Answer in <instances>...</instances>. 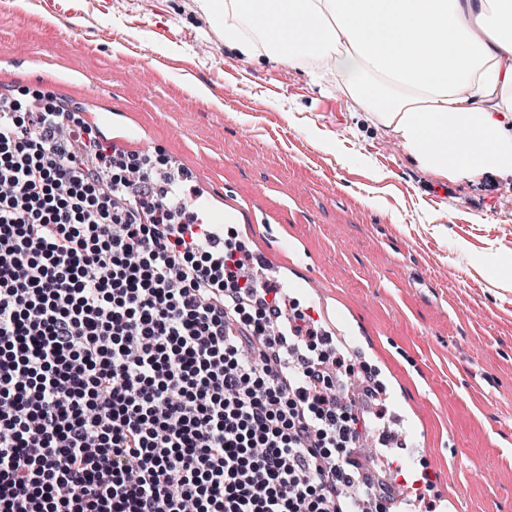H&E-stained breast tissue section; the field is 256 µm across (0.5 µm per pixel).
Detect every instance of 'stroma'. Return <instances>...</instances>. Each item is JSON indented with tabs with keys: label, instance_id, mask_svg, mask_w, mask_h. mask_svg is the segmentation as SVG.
I'll return each mask as SVG.
<instances>
[{
	"label": "stroma",
	"instance_id": "obj_1",
	"mask_svg": "<svg viewBox=\"0 0 512 512\" xmlns=\"http://www.w3.org/2000/svg\"><path fill=\"white\" fill-rule=\"evenodd\" d=\"M2 53L0 100L66 98L152 175L242 206L225 236L316 283L292 303L323 312L342 386L382 384L397 465L430 474L410 512H512V291L486 273L512 261L511 183L422 171L393 133L361 135L332 82L237 56L200 0H0Z\"/></svg>",
	"mask_w": 512,
	"mask_h": 512
}]
</instances>
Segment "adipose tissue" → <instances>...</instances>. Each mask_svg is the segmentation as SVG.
<instances>
[{
    "label": "adipose tissue",
    "instance_id": "1",
    "mask_svg": "<svg viewBox=\"0 0 512 512\" xmlns=\"http://www.w3.org/2000/svg\"><path fill=\"white\" fill-rule=\"evenodd\" d=\"M224 43L329 75L419 167L512 177V0H201Z\"/></svg>",
    "mask_w": 512,
    "mask_h": 512
}]
</instances>
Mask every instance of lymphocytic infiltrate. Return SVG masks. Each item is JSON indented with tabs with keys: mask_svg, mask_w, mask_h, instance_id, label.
<instances>
[{
	"mask_svg": "<svg viewBox=\"0 0 512 512\" xmlns=\"http://www.w3.org/2000/svg\"><path fill=\"white\" fill-rule=\"evenodd\" d=\"M74 118L0 108V512H383L345 358Z\"/></svg>",
	"mask_w": 512,
	"mask_h": 512,
	"instance_id": "f902f5d3",
	"label": "lymphocytic infiltrate"
}]
</instances>
